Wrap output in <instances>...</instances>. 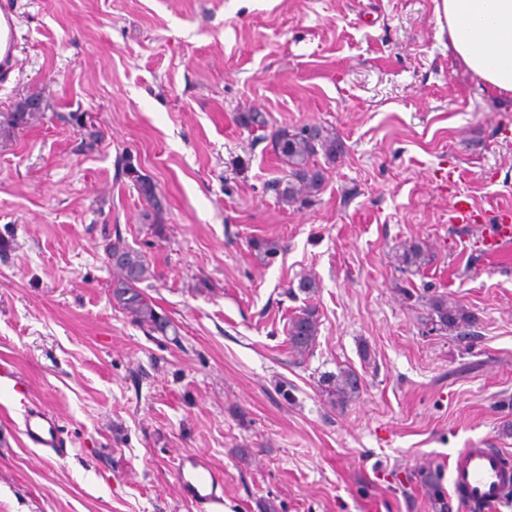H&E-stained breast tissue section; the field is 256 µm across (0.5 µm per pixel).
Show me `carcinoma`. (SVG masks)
<instances>
[{
	"mask_svg": "<svg viewBox=\"0 0 512 512\" xmlns=\"http://www.w3.org/2000/svg\"><path fill=\"white\" fill-rule=\"evenodd\" d=\"M45 110L43 100L28 96L19 100L11 112L0 114V131L10 132L29 123ZM275 153L289 168L290 179L279 192L284 203H293L300 196L307 197L317 193L323 183V173L314 164L313 158L322 153L333 159L336 157L338 140L336 134L322 126L310 131L305 127L289 130L280 129L273 138ZM117 170L128 176L137 193L150 205L143 212L144 223L154 225V217L159 211V200L155 183L140 174L130 161L118 160ZM104 252L112 261V301L113 305L129 314L132 319L151 331L164 333L170 321L156 310V305L140 289V284L153 277L146 254L125 242L120 234L105 236ZM250 246L256 256L262 260L275 257L281 251L280 242L272 238H257ZM397 261L405 270L418 273L427 264V254L418 243L402 247L396 254ZM425 324L432 326L438 333L468 335L469 328L475 324L474 315L463 305L445 295L427 298ZM319 331L318 310L313 306L302 307L298 314L288 322L287 340L290 349L303 356L315 344ZM360 377L351 369L338 372H325L320 376L319 387L328 402L334 408H343L360 392ZM423 484L432 494L434 507L438 512H447L444 491L432 474L422 475Z\"/></svg>",
	"mask_w": 512,
	"mask_h": 512,
	"instance_id": "cac0c4a2",
	"label": "carcinoma"
}]
</instances>
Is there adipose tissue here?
Here are the masks:
<instances>
[{"label": "adipose tissue", "instance_id": "obj_1", "mask_svg": "<svg viewBox=\"0 0 512 512\" xmlns=\"http://www.w3.org/2000/svg\"><path fill=\"white\" fill-rule=\"evenodd\" d=\"M448 49L485 89L512 95V0H433Z\"/></svg>", "mask_w": 512, "mask_h": 512}]
</instances>
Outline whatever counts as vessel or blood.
Instances as JSON below:
<instances>
[{"label": "vessel or blood", "instance_id": "obj_1", "mask_svg": "<svg viewBox=\"0 0 512 512\" xmlns=\"http://www.w3.org/2000/svg\"><path fill=\"white\" fill-rule=\"evenodd\" d=\"M18 48L17 23L10 11L0 12V61L11 62ZM477 210L469 197L456 194L451 219L459 224L476 223ZM512 242V209L498 212V221L484 235L481 245L486 254H497ZM23 435L28 445L63 455L61 426L48 411L26 407ZM175 474L182 498L194 504L198 512H220L224 505V474L198 453L184 454L177 462ZM453 491L471 508L494 512L512 487V463L491 448H464L450 465Z\"/></svg>", "mask_w": 512, "mask_h": 512}]
</instances>
